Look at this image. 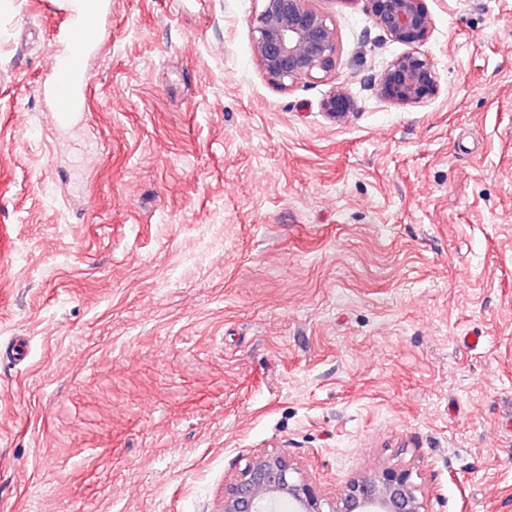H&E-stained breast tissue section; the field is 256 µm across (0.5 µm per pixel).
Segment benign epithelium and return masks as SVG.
Returning <instances> with one entry per match:
<instances>
[{
    "mask_svg": "<svg viewBox=\"0 0 512 512\" xmlns=\"http://www.w3.org/2000/svg\"><path fill=\"white\" fill-rule=\"evenodd\" d=\"M252 34L257 63L270 83L286 91L296 80L336 71L339 44L336 28L310 0H260ZM377 27L393 41L408 47L373 81L381 99L412 105L439 93L431 57L422 52L432 20L426 0H365ZM334 118L349 110V98L334 88L322 102ZM427 512L426 502L412 471L384 466L346 482L332 498L319 494L300 465L277 452L246 459L244 467L224 481L221 512Z\"/></svg>",
    "mask_w": 512,
    "mask_h": 512,
    "instance_id": "obj_1",
    "label": "benign epithelium"
}]
</instances>
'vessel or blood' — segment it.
<instances>
[{
  "label": "vessel or blood",
  "instance_id": "1",
  "mask_svg": "<svg viewBox=\"0 0 512 512\" xmlns=\"http://www.w3.org/2000/svg\"><path fill=\"white\" fill-rule=\"evenodd\" d=\"M60 10L63 22L55 32L59 52L48 65L42 87L58 130L84 117L90 84L88 61L100 50L112 0H61Z\"/></svg>",
  "mask_w": 512,
  "mask_h": 512
}]
</instances>
